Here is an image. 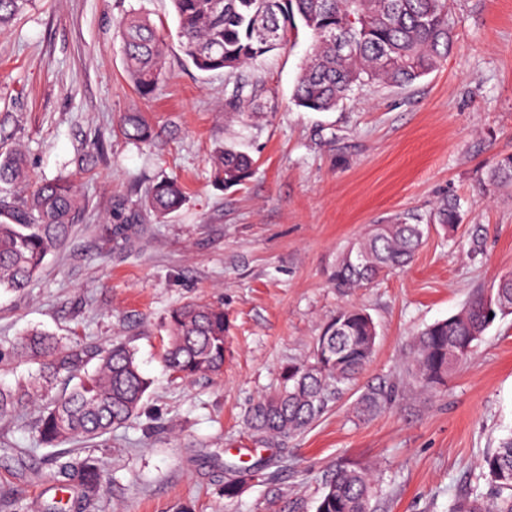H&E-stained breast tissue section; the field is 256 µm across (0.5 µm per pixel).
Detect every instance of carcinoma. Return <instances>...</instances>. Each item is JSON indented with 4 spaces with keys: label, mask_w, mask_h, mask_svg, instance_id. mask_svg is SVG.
<instances>
[{
    "label": "carcinoma",
    "mask_w": 512,
    "mask_h": 512,
    "mask_svg": "<svg viewBox=\"0 0 512 512\" xmlns=\"http://www.w3.org/2000/svg\"><path fill=\"white\" fill-rule=\"evenodd\" d=\"M25 0H0V27L11 22ZM177 37L187 61L201 72L234 73L282 44L288 29L302 27L312 37L310 52L295 85L292 101L310 112H330L366 83L406 85L437 68L452 52L456 24L450 0H171ZM127 72L137 91L153 93L163 81L165 48L149 19L131 14L118 23ZM258 82L236 87L229 105L244 109L261 97ZM119 131L128 141L144 143L155 131L141 112L121 116ZM216 181L230 189L246 182L251 157L234 145L211 154ZM24 187L14 201L0 202V289L21 291L45 258L70 240L82 207L77 186L67 178L29 184L20 153H0V185ZM485 188L512 185V154L502 156L483 179ZM185 192L175 179H161L145 192L143 206L163 219L181 209ZM460 203L450 195L432 208L426 223L401 212L371 228L337 258L333 287L341 293L364 288L391 270L407 265L439 228L457 240ZM512 315V272L500 276L490 294L475 296L458 314L426 326L410 355L414 386L435 393L448 374L473 356L495 318ZM228 324L224 310L209 303L187 302L171 311L163 362L184 379L223 372ZM377 328L366 310L347 307L327 321L306 359L281 368L276 390L259 397L246 411L251 440H285L319 421L371 361ZM10 354L39 364V372L14 386L0 383V418L23 405H34L42 390L60 375L73 386L39 411V440L51 446L109 439L137 414L151 381L127 344L63 350L45 331H31ZM93 370H86L91 360ZM400 395L396 383L368 387L358 398L357 413L371 416ZM61 481L77 482L86 502L95 500L107 474L101 461L61 454ZM488 490L476 486L453 502L449 512H512V435L479 463ZM267 464L239 467L224 479V499L233 501L243 486L265 478ZM377 492L374 474L339 466L316 499V512H372Z\"/></svg>",
    "instance_id": "carcinoma-1"
}]
</instances>
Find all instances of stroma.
I'll return each mask as SVG.
<instances>
[{
    "label": "stroma",
    "instance_id": "35a3bbf8",
    "mask_svg": "<svg viewBox=\"0 0 512 512\" xmlns=\"http://www.w3.org/2000/svg\"><path fill=\"white\" fill-rule=\"evenodd\" d=\"M452 11L456 44L435 71L309 112L291 102L306 32L240 75L204 73L182 52L171 0H25L0 29V153L21 149L31 181L71 177L85 209L28 288L0 291V349L35 327L67 347L122 341L152 385L107 445H83L110 474L87 504L76 483L57 481V450L39 442L36 408L0 418V512H14L7 496L61 498L70 512H315L341 465L380 477L373 512H448L473 485L482 456L512 434V315L494 322L446 388L406 389L366 419L355 412L366 386L407 380L418 332L512 270V186L479 191L512 153V0H453ZM132 13L166 41V76L148 99L126 75L114 28ZM240 77L264 84L260 113L228 108ZM124 112L145 113L156 141L117 133ZM95 143L101 160L80 171L79 155ZM223 143L251 156L245 184L215 182L209 156ZM166 177L181 182L186 202L159 220L140 199ZM446 194L464 205L461 237L480 229L481 252L451 250L434 232L408 267L347 295L331 287L337 256L369 225L402 211L426 215ZM189 301L224 310L221 377L181 380L164 366L166 318ZM348 305L365 308L379 332L357 384L307 431L252 442L243 424L250 404ZM259 460L267 479L226 501L225 465Z\"/></svg>",
    "mask_w": 512,
    "mask_h": 512
}]
</instances>
